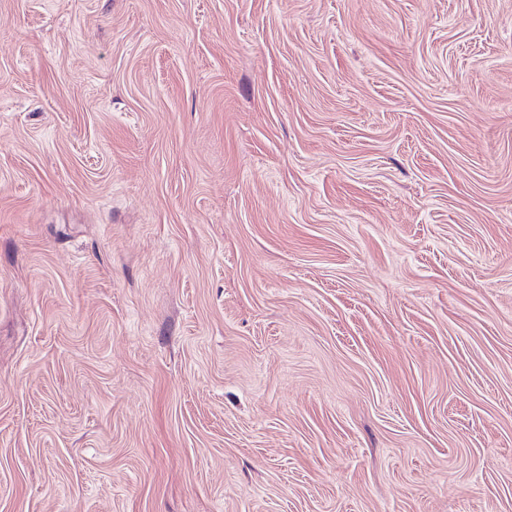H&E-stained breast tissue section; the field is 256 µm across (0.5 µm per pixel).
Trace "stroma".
<instances>
[{"instance_id":"stroma-1","label":"stroma","mask_w":512,"mask_h":512,"mask_svg":"<svg viewBox=\"0 0 512 512\" xmlns=\"http://www.w3.org/2000/svg\"><path fill=\"white\" fill-rule=\"evenodd\" d=\"M0 512H512V0H0Z\"/></svg>"}]
</instances>
